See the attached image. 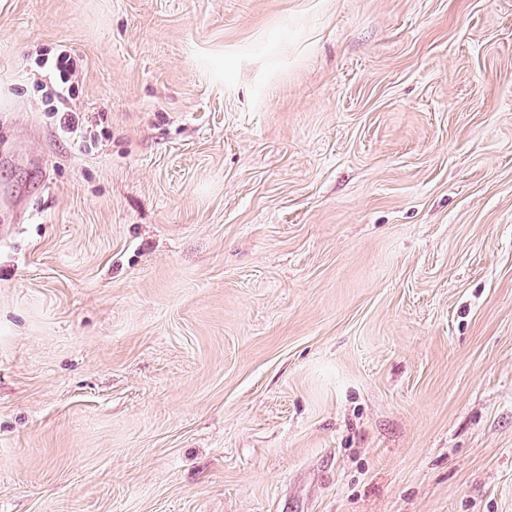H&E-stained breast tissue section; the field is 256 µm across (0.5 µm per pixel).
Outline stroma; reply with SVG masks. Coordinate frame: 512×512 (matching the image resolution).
<instances>
[{
	"label": "stroma",
	"mask_w": 512,
	"mask_h": 512,
	"mask_svg": "<svg viewBox=\"0 0 512 512\" xmlns=\"http://www.w3.org/2000/svg\"><path fill=\"white\" fill-rule=\"evenodd\" d=\"M0 512H512V0H0ZM74 50L60 44L52 56L40 54L36 59V67L41 76V87L45 91V97L50 102V112L56 120L59 130L68 135L81 133L85 120L83 113L68 105L78 90L80 67ZM62 104L59 108L53 103Z\"/></svg>",
	"instance_id": "35a3bbf8"
}]
</instances>
